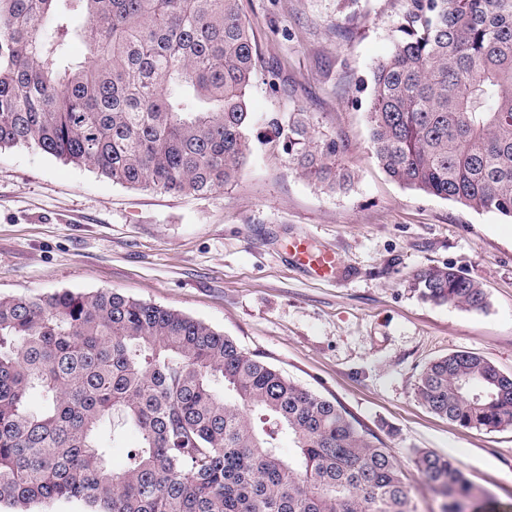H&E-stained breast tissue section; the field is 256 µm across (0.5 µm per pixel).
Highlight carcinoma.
I'll use <instances>...</instances> for the list:
<instances>
[{
    "label": "carcinoma",
    "mask_w": 512,
    "mask_h": 512,
    "mask_svg": "<svg viewBox=\"0 0 512 512\" xmlns=\"http://www.w3.org/2000/svg\"><path fill=\"white\" fill-rule=\"evenodd\" d=\"M411 3L373 72L376 158L408 189L512 218V0ZM256 70L238 0H0V149L35 145L130 188L219 191L249 161ZM342 148L307 113L288 116L291 162L332 192L351 182ZM411 287L437 305H487L448 265L417 271ZM415 394L464 428L512 426V374L473 352L428 363ZM115 415L139 436L120 468L102 437ZM413 463L445 512L485 497L446 457L417 450ZM60 501L416 512L374 431L209 324L117 291L0 296V505Z\"/></svg>",
    "instance_id": "obj_1"
}]
</instances>
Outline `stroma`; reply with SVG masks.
I'll return each instance as SVG.
<instances>
[{
  "label": "stroma",
  "instance_id": "1",
  "mask_svg": "<svg viewBox=\"0 0 512 512\" xmlns=\"http://www.w3.org/2000/svg\"><path fill=\"white\" fill-rule=\"evenodd\" d=\"M410 0H239L258 72L251 155L204 195L113 183L33 145L0 150V295L115 290L233 337L340 403L401 460L417 512L443 500L415 450L455 461L486 491L477 512H512V427L468 429L415 396L427 363L466 350L512 373V219L405 188L370 144L372 72L402 36ZM292 112L343 146L354 179L330 192L289 161ZM335 252L334 275L296 266L291 241ZM447 264L480 282L481 311L433 305L411 286Z\"/></svg>",
  "mask_w": 512,
  "mask_h": 512
}]
</instances>
